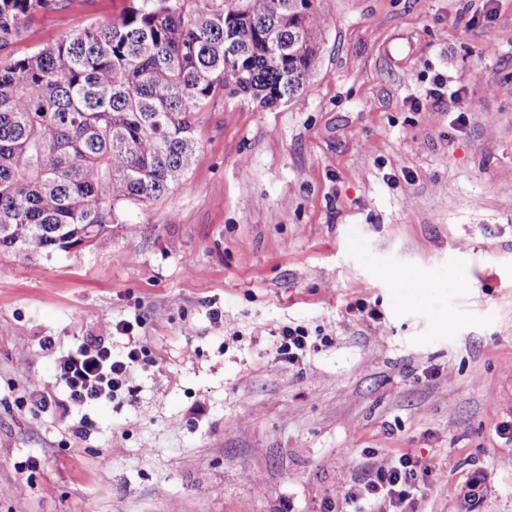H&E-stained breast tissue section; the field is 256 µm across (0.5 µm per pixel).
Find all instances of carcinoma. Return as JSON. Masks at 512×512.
Wrapping results in <instances>:
<instances>
[{
    "label": "carcinoma",
    "mask_w": 512,
    "mask_h": 512,
    "mask_svg": "<svg viewBox=\"0 0 512 512\" xmlns=\"http://www.w3.org/2000/svg\"><path fill=\"white\" fill-rule=\"evenodd\" d=\"M61 0H0V48ZM319 0H137L106 22L0 60V252L89 246L195 162L220 93L293 101L321 71Z\"/></svg>",
    "instance_id": "1"
}]
</instances>
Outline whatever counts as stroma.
Returning <instances> with one entry per match:
<instances>
[{"label": "stroma", "instance_id": "1", "mask_svg": "<svg viewBox=\"0 0 512 512\" xmlns=\"http://www.w3.org/2000/svg\"><path fill=\"white\" fill-rule=\"evenodd\" d=\"M130 3L63 0L0 58ZM321 10L299 101L215 97L182 186L92 246L0 253V512H349L402 451L433 468L417 512L476 477L474 512H512V0ZM288 323L330 342L281 362ZM48 337L147 357L65 410Z\"/></svg>", "mask_w": 512, "mask_h": 512}]
</instances>
